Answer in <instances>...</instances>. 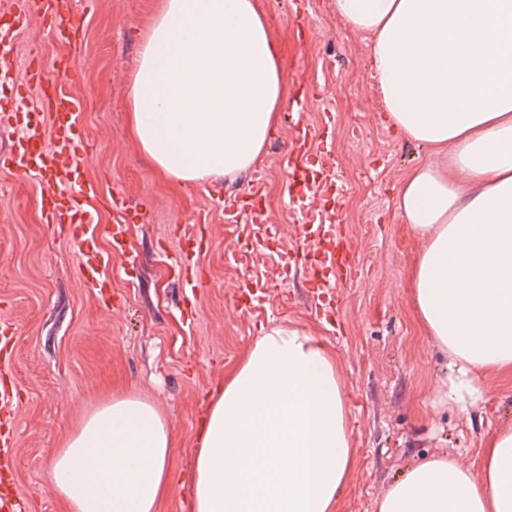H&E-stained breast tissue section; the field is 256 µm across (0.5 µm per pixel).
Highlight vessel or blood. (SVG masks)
<instances>
[{
  "instance_id": "b4317fda",
  "label": "vessel or blood",
  "mask_w": 512,
  "mask_h": 512,
  "mask_svg": "<svg viewBox=\"0 0 512 512\" xmlns=\"http://www.w3.org/2000/svg\"><path fill=\"white\" fill-rule=\"evenodd\" d=\"M35 21L53 32L64 30L62 0H40V7L35 11L31 10L29 0H18L6 31L11 35L19 33ZM70 79L68 70L60 69L52 74L39 62L31 64L28 70L29 83L39 87ZM79 108L77 99L60 94L49 99L38 112L16 108L0 112V128L14 135L10 150L0 155V166L22 176L40 177L44 188L38 206L45 223L66 221L85 229L94 218L78 206L77 200L95 194L97 186L83 175L84 155L77 143ZM350 253L351 245L342 225H330L328 232L320 234L307 227L303 230L301 246L284 255L282 270L290 272L293 263L301 261L313 273L324 277L326 286H335L353 280L356 275L354 265L348 260ZM79 259L85 287L103 288L102 268L107 258L94 237L81 238Z\"/></svg>"
}]
</instances>
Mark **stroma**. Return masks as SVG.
Listing matches in <instances>:
<instances>
[{
  "mask_svg": "<svg viewBox=\"0 0 512 512\" xmlns=\"http://www.w3.org/2000/svg\"><path fill=\"white\" fill-rule=\"evenodd\" d=\"M76 29L64 43L32 25L14 44L6 94L23 84L26 64L75 68L62 90L78 100L87 148L85 176L98 192L83 198L88 231L110 261L105 295L84 287L77 244L66 225L43 223L41 183L0 168V385L13 401L0 432L16 448L0 461V493L22 512H67L49 477L51 459L86 412L112 392L150 399L166 417L176 476L159 512H189L187 460L209 396L275 325L316 336L336 357L360 458L340 494V512H375L409 466L456 458L479 473L483 441L512 424V379L491 375L485 402L469 410L437 402L448 356L424 332L410 301L421 243L395 208L397 189L417 164L439 155L396 133L385 120L369 54L371 36L348 31L333 0H258L282 53L288 99L260 160L232 182L186 185L162 175L129 132L128 84L158 0H67ZM320 135L308 144L316 179L290 200L284 168L293 121ZM263 196L224 219L228 199ZM145 210L130 225V248L111 251L109 229L122 211ZM305 224H340L358 275L335 288L283 278V250ZM202 237L192 272L180 268L187 239ZM203 281L190 290L186 278ZM264 284L241 309L244 280Z\"/></svg>",
  "mask_w": 512,
  "mask_h": 512,
  "instance_id": "35a3bbf8",
  "label": "stroma"
}]
</instances>
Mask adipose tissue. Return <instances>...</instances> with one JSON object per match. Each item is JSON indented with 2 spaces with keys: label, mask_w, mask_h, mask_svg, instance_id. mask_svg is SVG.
Segmentation results:
<instances>
[{
  "label": "adipose tissue",
  "mask_w": 512,
  "mask_h": 512,
  "mask_svg": "<svg viewBox=\"0 0 512 512\" xmlns=\"http://www.w3.org/2000/svg\"><path fill=\"white\" fill-rule=\"evenodd\" d=\"M370 33L391 127L448 165L425 162L396 208L421 240L410 297L447 352L438 393L485 401L512 375V0H333ZM284 63L257 0H159L130 77V131L165 176L203 184L255 165L279 121ZM189 462L191 512H339L358 464L335 356L308 332L271 327L224 376ZM166 418L113 394L54 455L68 512H158L173 483ZM377 512H512V428L482 447V473L450 456L410 467Z\"/></svg>",
  "instance_id": "ef3b65f1"
}]
</instances>
